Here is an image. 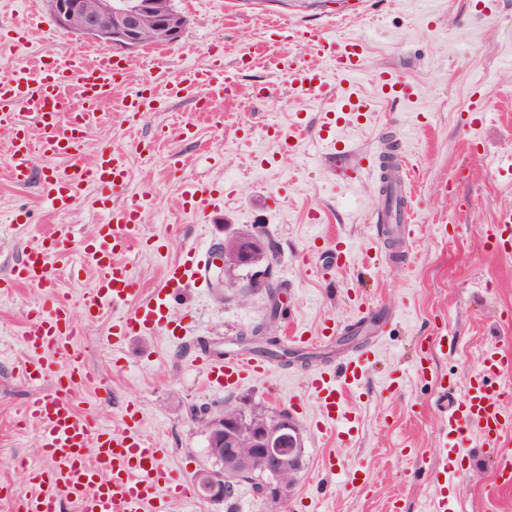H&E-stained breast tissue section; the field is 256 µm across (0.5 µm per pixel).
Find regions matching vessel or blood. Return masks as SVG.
Listing matches in <instances>:
<instances>
[{"instance_id":"obj_1","label":"vessel or blood","mask_w":512,"mask_h":512,"mask_svg":"<svg viewBox=\"0 0 512 512\" xmlns=\"http://www.w3.org/2000/svg\"><path fill=\"white\" fill-rule=\"evenodd\" d=\"M306 44L312 56L331 60V72L318 67L300 70L291 63L281 64L276 56L268 58L266 65L274 73L283 69L297 74L303 95L330 104L323 142L334 150L340 142L336 129L340 114L358 115L372 109L369 100L350 89L365 70L364 46L356 38H327L316 28L308 30ZM127 79V68L108 54L90 57L82 50L62 64L43 63L33 69L11 66L8 75L0 78V129L11 134L13 182L27 185L38 158L67 160L65 171L42 180L44 201L55 211L85 205L107 214L80 245L82 263L96 274L94 287L75 303L57 292L47 293L30 308L21 328L26 358L17 376L31 389L21 422L38 426L41 460L26 471V491L11 496L12 512H61L66 503L74 512H171L173 503L195 499L191 485L167 465V449L148 439L135 413H127L121 429L115 431L103 427L78 403L84 388L96 382L76 347L83 324L112 314L116 345L126 336L153 334L169 323V289L188 283L207 285L212 263L206 251L170 262L165 267V289L134 304L138 290L125 256L153 244L140 222L146 199L128 192L125 157L111 145L100 144L94 166L82 165L77 158L85 134L96 126L117 84ZM377 82L396 100L412 103L418 98L413 84L393 79L388 72H379ZM200 90L205 93L201 111L232 101L240 90L239 72L217 61L189 68L166 83L164 94L139 92L125 109L136 115L150 112L160 97H182ZM116 197L121 200L117 206L112 203ZM371 221L381 229L392 224L407 227L416 223L417 213L410 204L386 200ZM72 237L71 225H53L47 236L27 247L9 276L0 278V294L50 281L51 258ZM493 238L496 250L512 249L511 209L499 214ZM368 361L369 354L363 351L341 361L333 373L310 377L308 388L324 422H343L348 430L356 429V420L347 415L345 394L362 380ZM200 362L209 382L217 387L236 386L269 370L264 360L247 354L226 362L204 355ZM511 371L512 354L490 348L480 371L467 377L462 397H449L439 440L438 467L443 474H456L457 448L471 427L481 432L487 445L498 448V469L512 472V415L502 405L507 390L491 382L492 377ZM46 383L53 386V393L41 392Z\"/></svg>"}]
</instances>
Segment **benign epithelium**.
I'll list each match as a JSON object with an SVG mask.
<instances>
[{
	"label": "benign epithelium",
	"instance_id": "7a95c632",
	"mask_svg": "<svg viewBox=\"0 0 512 512\" xmlns=\"http://www.w3.org/2000/svg\"><path fill=\"white\" fill-rule=\"evenodd\" d=\"M54 24L71 34L116 50L132 53L157 43H175L182 37L187 18L172 0H46ZM265 234L260 225L246 233L232 231L216 247L217 285L238 269L260 265ZM250 404L240 400L206 421L212 467L195 475L199 492L224 499V492L242 477L264 476L258 497L260 512H288L292 483L288 476L303 465V438L299 425L280 410L248 416Z\"/></svg>",
	"mask_w": 512,
	"mask_h": 512
}]
</instances>
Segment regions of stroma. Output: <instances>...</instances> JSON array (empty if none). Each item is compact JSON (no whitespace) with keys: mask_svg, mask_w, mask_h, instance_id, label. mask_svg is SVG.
<instances>
[{"mask_svg":"<svg viewBox=\"0 0 512 512\" xmlns=\"http://www.w3.org/2000/svg\"><path fill=\"white\" fill-rule=\"evenodd\" d=\"M475 3L174 0L188 19L178 42L114 53V60L132 69L133 80L117 85L82 144V156L90 162L99 144L116 146L129 166L130 192L149 199L141 222L164 249L132 257L138 301L163 288L164 260L211 247L223 239L225 228L262 224L278 242L266 277L287 303L276 324L278 336H286L292 322L312 336L330 324L337 336L311 345L308 366L277 361L267 377L222 389L209 383L194 357L204 347L220 360L237 355V338L263 318L266 291L238 302L225 300L223 289L213 284L176 289L171 316L184 322L186 335L160 329L115 348L111 318L86 326L78 347L106 387H88L80 400L103 426L119 427L127 410L138 409L145 434L169 448L168 465L190 479L209 463L204 420L246 398L267 410L288 411L301 427L304 466L289 512H304L322 484L327 496L319 512H433L443 407L449 395L461 394L466 374L480 369L487 348L512 351V253H496L488 236L498 213L512 209V182L497 176L500 166L512 162V0H498L495 13L486 17L476 13ZM288 25L365 42L368 77L354 90L372 100L373 110L361 124L342 130L344 155L326 153L320 142L326 104L297 95L289 75L270 73L253 54L264 43L298 67L308 65L305 42L287 38ZM88 45L56 28L48 11L28 20L22 0L0 9V76L13 64L37 58L60 62ZM219 56L229 67L243 58L251 61L240 72L246 93L233 103L203 115L194 97L165 98L141 117L122 116V100L146 76L167 82L185 65L203 67ZM379 69L415 84L419 103L410 107L380 97L370 79ZM259 83L268 84L269 92L257 101L247 90ZM477 100L488 115L472 151L465 146L462 115ZM298 119L304 132L296 150H281V137ZM182 123L191 124V135L171 137V128ZM398 133L414 168L421 220L412 236L400 240L404 260L376 264L370 254L387 246L370 222L379 205L376 179L349 188L337 172L376 156L380 140ZM8 140L0 132V277L49 226L72 225L76 236L53 257L49 287L25 286L0 298V484L21 491L24 466L39 452V436L35 427L14 423L28 395L15 375L23 355L18 336L28 310L47 289L75 301L93 286V271L78 262L77 241L92 232L98 216L82 205L68 212L43 207L38 177L64 170L66 160L38 159L37 179L13 184L7 176ZM196 181L222 191V199L205 211L193 210L183 190ZM18 212L26 218L21 228L11 222ZM315 214L320 223L312 222ZM174 224L180 232L173 236ZM340 239L351 247L348 261L324 279L321 255ZM443 326L454 344L442 349L430 339ZM360 348L369 351L370 361L361 394L350 404L359 431L343 442L322 428L307 377L316 368L333 369ZM423 355L429 359L425 377L409 374ZM495 455L478 433L462 443L455 482L462 512H512V489H503Z\"/></svg>","mask_w":512,"mask_h":512,"instance_id":"35a3bbf8","label":"stroma"}]
</instances>
